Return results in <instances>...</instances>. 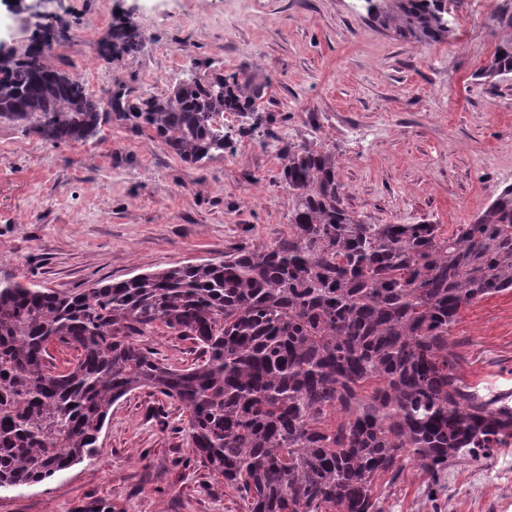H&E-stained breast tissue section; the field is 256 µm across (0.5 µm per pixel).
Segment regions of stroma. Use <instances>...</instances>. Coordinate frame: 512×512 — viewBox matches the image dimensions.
Instances as JSON below:
<instances>
[{"label": "stroma", "mask_w": 512, "mask_h": 512, "mask_svg": "<svg viewBox=\"0 0 512 512\" xmlns=\"http://www.w3.org/2000/svg\"><path fill=\"white\" fill-rule=\"evenodd\" d=\"M63 19L51 66L99 98L119 87L161 95L194 64L269 81L259 115H224L232 148L196 167L147 127L109 113L101 133L51 147L0 122V279L60 290L222 259L288 233L283 157L318 142L338 160L346 209L372 224L470 223L512 185V76L476 72L503 36L512 0H454V36L421 45L375 23L364 0H52ZM145 42L104 61L119 16ZM36 22L0 0V41L21 51ZM459 373L512 391V291L461 309ZM166 364L200 355L176 336L142 337ZM182 404L149 388L115 402L95 456L41 484L0 492V512H245L191 453ZM428 477L405 465L379 479L384 512H432ZM448 512H512V447L452 471Z\"/></svg>", "instance_id": "1"}]
</instances>
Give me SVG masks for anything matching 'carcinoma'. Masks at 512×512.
<instances>
[{"label":"carcinoma","instance_id":"obj_1","mask_svg":"<svg viewBox=\"0 0 512 512\" xmlns=\"http://www.w3.org/2000/svg\"><path fill=\"white\" fill-rule=\"evenodd\" d=\"M402 39L453 35L445 0H366ZM508 30L479 68L512 75ZM55 30L0 52V120L50 145L85 141L107 113L78 77L46 64ZM110 61L144 40L112 25ZM268 81L195 70L162 96L112 92V111L151 128L182 161L224 153V113L258 111ZM288 235L224 259L58 291L0 279V491L30 487L93 455L112 404L151 388L179 401L195 458L246 512H382L375 478L409 462L430 476L433 512L448 471L512 446L509 396L458 372L459 310L512 289V186L469 224H371L348 211L336 154L288 146ZM192 340L201 360L159 361L135 336ZM77 352L57 367L48 346Z\"/></svg>","mask_w":512,"mask_h":512}]
</instances>
